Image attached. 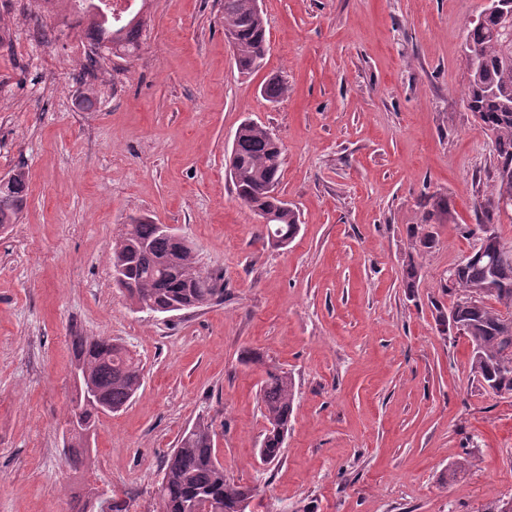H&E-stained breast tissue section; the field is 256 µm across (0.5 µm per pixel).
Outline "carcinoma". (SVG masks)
<instances>
[{"instance_id":"cac0c4a2","label":"carcinoma","mask_w":512,"mask_h":512,"mask_svg":"<svg viewBox=\"0 0 512 512\" xmlns=\"http://www.w3.org/2000/svg\"><path fill=\"white\" fill-rule=\"evenodd\" d=\"M82 18L71 29L90 40L86 61L97 66L104 53L124 58L140 49L144 20L135 13L127 20H116L112 12L100 8L104 0H82ZM224 29L235 31L237 69L250 74L259 69L267 52L266 27L256 0H223ZM474 55H465L468 72L467 103L479 115L482 133L491 140L495 170V195L511 201L512 210V39L502 33L495 16L473 26L468 34ZM288 84L280 77L269 78L261 88L266 100L276 103L288 96ZM229 176L237 197L251 209L275 215L267 225L265 238L298 232V218L281 208L282 201L270 194L279 183L281 148L264 126L242 123L236 131L230 153ZM28 196L27 175L19 167L10 176L9 187L0 191V228L16 223ZM434 243L429 225L417 224L410 230L405 252V287H415L425 250ZM125 264L123 292L131 305L148 311L166 310L175 304L191 303L202 308L223 298L219 278L198 266L193 246L165 233L151 220H133L120 240L112 246V259ZM488 284L499 288L485 294L480 305L471 304L473 293ZM454 298L448 312L437 309L436 320L445 326L453 320L464 329L471 344L470 371L485 390L495 395L512 394V327L504 316L512 315V246L501 238L487 244L484 257L471 260L456 270L452 285L446 288ZM75 364L84 378L100 392V400L114 412L122 410L142 386L140 359L108 338L72 337ZM296 397L292 375L277 366L266 369L259 392L262 417L267 423L259 455L271 464L280 460L288 432V422ZM85 426L71 430L66 460L81 466L90 459L83 446L84 427L99 419L97 405L82 409ZM477 466L473 452H466L451 466V474H465ZM163 476L154 492L157 512H230L256 496L257 487L241 483L224 472L216 448L213 421L203 418L185 430L163 461Z\"/></svg>"}]
</instances>
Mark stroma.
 Returning <instances> with one entry per match:
<instances>
[{
  "label": "stroma",
  "instance_id": "1",
  "mask_svg": "<svg viewBox=\"0 0 512 512\" xmlns=\"http://www.w3.org/2000/svg\"><path fill=\"white\" fill-rule=\"evenodd\" d=\"M259 5L268 52L245 76L221 0H150L138 57L92 72L61 19L45 44L24 0H0V177L21 166L29 183L19 224L0 233V512H76L91 487L155 512L161 463L201 417L225 471L257 486L252 512H484L512 499V396L486 392L468 340L435 321L494 192L465 99L466 35L486 0ZM273 75L290 88L277 103L261 94ZM246 121L283 146L279 191L299 224L283 248L262 239L225 167ZM136 217L191 241L202 269L223 274V300L135 310L111 247ZM415 224L435 243L409 289ZM77 333L143 365L133 401L100 417L83 471L62 451ZM270 364L294 377L296 402L284 454L265 465ZM466 450L477 469L451 478Z\"/></svg>",
  "mask_w": 512,
  "mask_h": 512
}]
</instances>
